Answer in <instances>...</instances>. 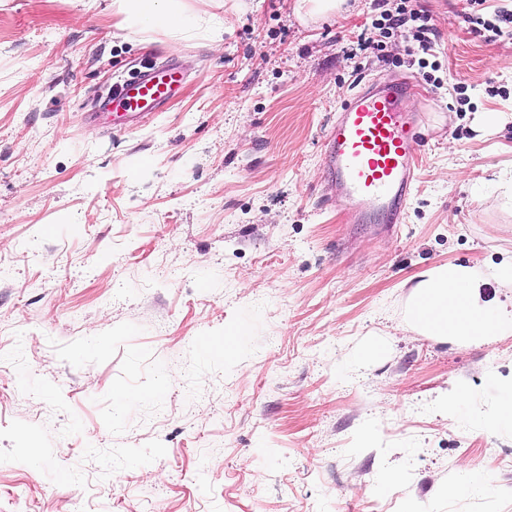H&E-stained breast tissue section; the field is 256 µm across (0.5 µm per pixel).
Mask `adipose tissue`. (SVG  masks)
I'll use <instances>...</instances> for the list:
<instances>
[{
	"mask_svg": "<svg viewBox=\"0 0 512 512\" xmlns=\"http://www.w3.org/2000/svg\"><path fill=\"white\" fill-rule=\"evenodd\" d=\"M112 8L125 29L148 21L159 30L189 33L199 24L186 0H112ZM490 279L512 285V257L492 267L448 264L425 270L409 302L414 329L426 336L464 340L512 334V311L492 309L482 301L481 289Z\"/></svg>",
	"mask_w": 512,
	"mask_h": 512,
	"instance_id": "adipose-tissue-1",
	"label": "adipose tissue"
}]
</instances>
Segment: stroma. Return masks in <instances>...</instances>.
<instances>
[{
  "mask_svg": "<svg viewBox=\"0 0 512 512\" xmlns=\"http://www.w3.org/2000/svg\"><path fill=\"white\" fill-rule=\"evenodd\" d=\"M187 2L222 39L0 0V512H512V427L489 425L512 335L406 315L421 272L512 254V34L420 0L422 69L406 28L360 48L372 0L306 23ZM152 63L182 74L158 112L102 111ZM405 74L431 105L413 197L349 223L326 133L355 86ZM469 6L473 9L472 12L464 14V20L466 23L470 24L471 30L476 33H483L485 40L492 41L496 39V37H500L503 34V30L500 26L492 23L489 20L483 19L481 14L477 12L482 10V7L485 4V0H468ZM480 26L482 28H480ZM485 32H491L492 34L486 35Z\"/></svg>",
  "mask_w": 512,
  "mask_h": 512,
  "instance_id": "1",
  "label": "stroma"
}]
</instances>
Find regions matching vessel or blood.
Instances as JSON below:
<instances>
[{
	"mask_svg": "<svg viewBox=\"0 0 512 512\" xmlns=\"http://www.w3.org/2000/svg\"><path fill=\"white\" fill-rule=\"evenodd\" d=\"M177 82L173 66L150 67L113 85L102 107L146 119L164 105ZM410 77L371 82L340 105L325 137L329 178L341 185L353 206L350 223H400L411 198L415 158L423 143L419 111L408 99Z\"/></svg>",
	"mask_w": 512,
	"mask_h": 512,
	"instance_id": "1",
	"label": "vessel or blood"
}]
</instances>
